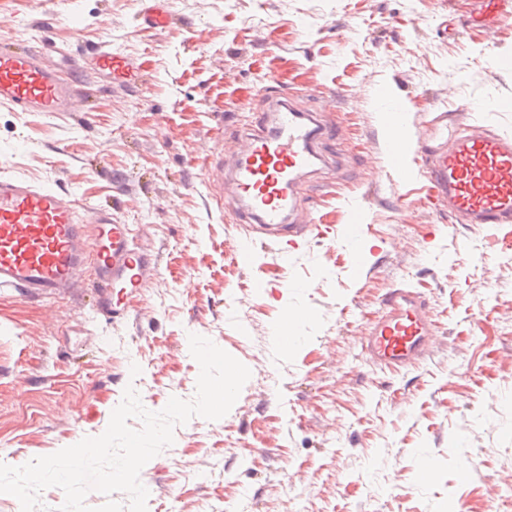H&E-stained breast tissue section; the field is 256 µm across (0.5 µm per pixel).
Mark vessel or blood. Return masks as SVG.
<instances>
[{"instance_id":"vessel-or-blood-1","label":"vessel or blood","mask_w":512,"mask_h":512,"mask_svg":"<svg viewBox=\"0 0 512 512\" xmlns=\"http://www.w3.org/2000/svg\"><path fill=\"white\" fill-rule=\"evenodd\" d=\"M171 20L166 0H148L143 25L164 27ZM49 52L46 44H0V105L16 112H72L82 96L78 74L85 67L115 86L130 85L139 72L106 40L68 55L62 67L48 62ZM432 122L437 142L420 149L433 159L425 172L431 203L446 206L449 219L461 224H511L512 136L462 123L454 113H436ZM322 134L313 113L271 95L269 111L258 115L232 171L204 157L212 202L297 244L307 231L292 219L300 178L320 160L315 144ZM154 268L153 256L136 243L131 225L121 223L112 210L95 209L88 219L70 193L0 174V288L30 298L70 294L82 287L90 269L98 313L117 321L126 314V298L143 288ZM381 309L365 345L370 360L408 366L424 358L433 330L425 300L393 288Z\"/></svg>"}]
</instances>
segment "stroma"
<instances>
[{
    "mask_svg": "<svg viewBox=\"0 0 512 512\" xmlns=\"http://www.w3.org/2000/svg\"><path fill=\"white\" fill-rule=\"evenodd\" d=\"M0 39L74 52L109 34L139 82L84 80L86 112L0 107V173L107 204L158 259L127 317L93 288L31 300L0 288V462L20 466L101 435L126 387L143 406L193 399L190 335L251 371L230 412L193 417L142 468L147 512H500L512 499V237L453 224L426 201L419 156L391 164L385 102L418 144L434 113L512 135V25L472 0H7ZM335 127L303 179L281 245L208 203L205 154L232 162L266 89ZM428 304L429 355L379 368L363 349L384 294ZM295 311L284 348L272 331ZM434 473L420 474L423 460ZM148 6L141 15L142 24L147 27H165L172 17L167 8L166 0H148Z\"/></svg>",
    "mask_w": 512,
    "mask_h": 512,
    "instance_id": "1",
    "label": "stroma"
}]
</instances>
